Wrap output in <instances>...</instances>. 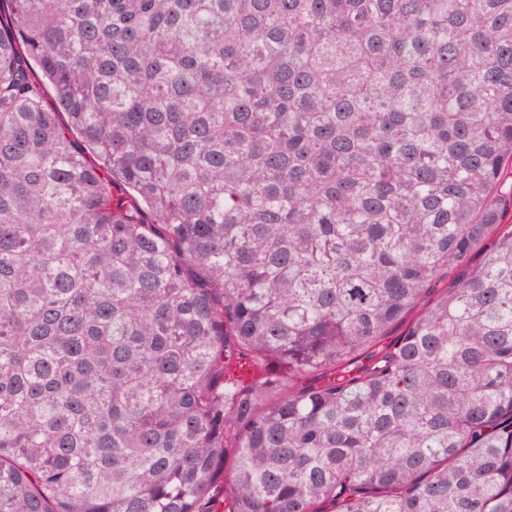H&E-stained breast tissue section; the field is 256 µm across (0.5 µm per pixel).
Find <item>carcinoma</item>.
<instances>
[{
  "label": "carcinoma",
  "mask_w": 512,
  "mask_h": 512,
  "mask_svg": "<svg viewBox=\"0 0 512 512\" xmlns=\"http://www.w3.org/2000/svg\"><path fill=\"white\" fill-rule=\"evenodd\" d=\"M507 169L512 0H0V512H512Z\"/></svg>",
  "instance_id": "carcinoma-1"
}]
</instances>
